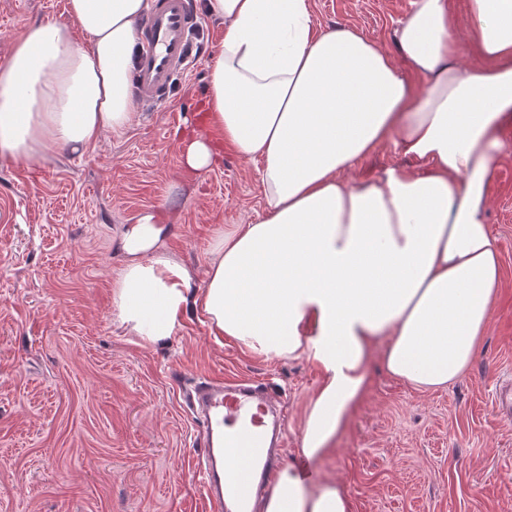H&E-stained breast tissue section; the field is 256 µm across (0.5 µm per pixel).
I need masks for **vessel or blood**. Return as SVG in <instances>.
<instances>
[{"mask_svg":"<svg viewBox=\"0 0 512 512\" xmlns=\"http://www.w3.org/2000/svg\"><path fill=\"white\" fill-rule=\"evenodd\" d=\"M197 30L191 0H152L133 75L143 102L169 101L192 58ZM184 402L204 428V450L193 473L202 483L206 512H256L286 432L281 405L260 382L207 376L194 379Z\"/></svg>","mask_w":512,"mask_h":512,"instance_id":"1","label":"vessel or blood"}]
</instances>
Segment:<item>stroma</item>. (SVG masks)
Returning a JSON list of instances; mask_svg holds the SVG:
<instances>
[{
	"label": "stroma",
	"instance_id": "obj_1",
	"mask_svg": "<svg viewBox=\"0 0 512 512\" xmlns=\"http://www.w3.org/2000/svg\"><path fill=\"white\" fill-rule=\"evenodd\" d=\"M313 25L354 27L409 65L394 34L406 0H311ZM66 0H0V59L33 22H68ZM202 52L169 104H135L122 137L31 164L0 158V512H205L188 474L202 424L182 404L199 374L266 383L288 418L287 464L343 485L352 512H512V419L495 389L512 376V120L497 132L486 222L503 275L470 369L422 391L373 357L368 386L323 456L301 453L305 410L320 381L307 357L265 358L213 336L195 316L142 343L113 315L124 263L117 233L147 213L167 224L166 250L204 285L216 237L263 215L260 159L225 149L187 169L182 139L203 107L224 24L200 15ZM424 164L385 143L341 178L376 180Z\"/></svg>",
	"mask_w": 512,
	"mask_h": 512
}]
</instances>
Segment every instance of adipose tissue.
<instances>
[{"instance_id": "ef3b65f1", "label": "adipose tissue", "mask_w": 512, "mask_h": 512, "mask_svg": "<svg viewBox=\"0 0 512 512\" xmlns=\"http://www.w3.org/2000/svg\"><path fill=\"white\" fill-rule=\"evenodd\" d=\"M148 0H67L71 24L27 26L0 59V157L35 163L84 151L134 116L132 53ZM224 23L205 122L220 138L184 140L187 168L225 147L260 158L263 216L219 238L192 291L163 249L154 215L124 225L112 283L117 321L143 343L172 336L189 311L211 333L267 358L305 356L323 372L302 453L322 455L366 390L375 346L392 375L447 388L486 332L501 261L485 222L493 133L512 112V0H468L484 62L455 60L447 0H413L396 45L414 88L355 29L314 34L311 0H205ZM390 142L426 171L340 178ZM264 512H352L336 482L283 469Z\"/></svg>"}]
</instances>
